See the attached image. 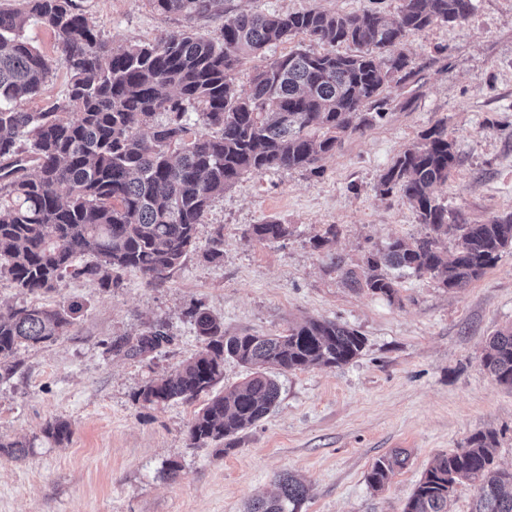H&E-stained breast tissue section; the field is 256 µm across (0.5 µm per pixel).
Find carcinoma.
<instances>
[{
    "mask_svg": "<svg viewBox=\"0 0 512 512\" xmlns=\"http://www.w3.org/2000/svg\"><path fill=\"white\" fill-rule=\"evenodd\" d=\"M189 25L153 43L116 44L98 36L73 0H21L0 8V280L29 293H46L66 277L110 288L116 276L136 269L150 281L179 269L195 248L196 226L215 196L247 174L309 168L336 150L341 136L359 133L384 116L380 98L394 77L411 78L407 37L431 24L462 22L473 0H403L398 16L377 12L295 13L224 17L215 41L190 25L203 14L224 12V0H149ZM35 22L53 34L58 58H45L25 38ZM303 35L329 46L322 53L296 49L256 71L249 88L232 72L243 60ZM349 44L368 51L340 53ZM70 75L65 99L26 112L24 100L41 90L52 64ZM374 105L379 112L365 111ZM201 124L209 133L200 134ZM456 155L448 135L432 127L381 174L383 196L400 193L426 227L412 242L391 240L371 254L358 273H344L351 288L393 300L398 283L382 267L429 274L448 289L461 288L512 249V214L471 224L436 203L433 190L448 181ZM288 225L267 220L250 235L274 243ZM455 242L448 251V239ZM92 255L95 261L78 259ZM75 304L0 310V379L13 375L19 350L68 335ZM202 347L171 373L149 380L139 396L149 406L207 394L231 357L254 369L223 396L207 400L189 430L196 443L221 442L251 428L278 403L280 387L266 369L336 368L364 349L355 330L310 319L281 335L228 334L211 312H190ZM164 324L147 326L115 343L131 358L170 344ZM483 368L512 388V327L496 332ZM45 436L70 439V423H47ZM497 435L479 431L459 452L439 456L423 473L403 512H450L456 486H477L472 512H512V470L495 466ZM409 455L398 449L379 458L367 475L383 489ZM293 475L278 493L257 495L244 512H297L306 496Z\"/></svg>",
    "mask_w": 512,
    "mask_h": 512,
    "instance_id": "cac0c4a2",
    "label": "carcinoma"
}]
</instances>
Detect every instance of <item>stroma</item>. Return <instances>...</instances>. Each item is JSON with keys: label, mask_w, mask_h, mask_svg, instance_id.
<instances>
[{"label": "stroma", "mask_w": 512, "mask_h": 512, "mask_svg": "<svg viewBox=\"0 0 512 512\" xmlns=\"http://www.w3.org/2000/svg\"><path fill=\"white\" fill-rule=\"evenodd\" d=\"M105 39L154 42L181 29V17L148 0H74ZM402 0H225L228 13L311 8L397 16ZM460 23L436 22L409 35V80L384 89L386 116L344 136L323 162L248 174L211 202L196 249L161 282L120 272L116 286L64 279L31 295L0 281V309L75 303L67 336L21 350L0 379V440L25 457L0 454V512H244L276 493L280 475L303 480L297 512H403L424 471L465 448L479 431L498 437L495 462L512 468V390L480 359L496 331L512 325V249L478 280L454 290L428 275H404L395 300L349 287L341 270L361 269L368 253L425 227L400 194L380 196V175L420 134L444 125L457 162L434 196L482 224L512 213V0H474ZM274 219L288 238L261 243L250 225ZM335 225L326 247L311 241ZM224 234L223 259L203 253ZM230 333L278 334L310 318L357 330L362 353L339 368L276 372L275 410L224 443H191L204 398L152 407L138 400L152 377L172 371L201 347L189 316L196 304ZM165 321L170 345L132 359L110 345ZM67 420L69 441L43 429ZM409 454L381 491L367 474L392 449Z\"/></svg>", "instance_id": "1"}]
</instances>
